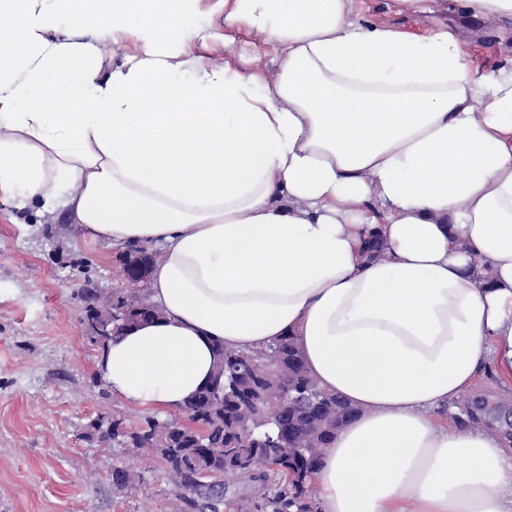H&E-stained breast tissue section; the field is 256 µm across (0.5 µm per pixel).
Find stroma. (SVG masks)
<instances>
[{"label":"stroma","instance_id":"obj_1","mask_svg":"<svg viewBox=\"0 0 512 512\" xmlns=\"http://www.w3.org/2000/svg\"><path fill=\"white\" fill-rule=\"evenodd\" d=\"M365 21L420 35L450 32L470 42L472 65L485 72L503 64L498 44L512 42V21L464 16L456 0H438L425 15L398 14L393 0H360ZM276 51L261 38L235 35L224 57L239 68L275 70ZM0 512H170L172 488L155 461L87 440L89 422L124 415L132 425L146 409L112 395L96 365L101 349L89 338L84 290L126 287L118 248L75 224L68 208H15L0 200ZM449 427L482 426L512 444V383L483 373L459 401ZM142 476L117 490L115 467Z\"/></svg>","mask_w":512,"mask_h":512}]
</instances>
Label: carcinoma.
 Listing matches in <instances>:
<instances>
[{"label":"carcinoma","instance_id":"carcinoma-1","mask_svg":"<svg viewBox=\"0 0 512 512\" xmlns=\"http://www.w3.org/2000/svg\"><path fill=\"white\" fill-rule=\"evenodd\" d=\"M363 253L366 262L384 257L379 231L368 233ZM85 299V322L90 325L105 320L112 336L161 315L147 295L122 289L102 292L87 288ZM216 356L211 384L184 409L187 422L153 416L133 428L115 414L111 426L88 428V437L129 453L156 457L173 487V496L184 504L207 499V507L217 509V504L211 502L214 488L227 481L260 483L262 492L256 500L264 503L267 512H289L288 500L294 497L317 502L310 481L297 486L288 480V461L261 469V464L253 461L256 449L249 447L246 432L252 428L275 435L283 423L293 447L326 448L336 430L358 415V409L319 386L307 371L292 336L259 350H237L219 344ZM287 381L309 389L315 402L291 409L284 406L282 393ZM140 480V474L124 466L112 472L113 484L119 490L133 488Z\"/></svg>","mask_w":512,"mask_h":512}]
</instances>
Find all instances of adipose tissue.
<instances>
[{
	"mask_svg": "<svg viewBox=\"0 0 512 512\" xmlns=\"http://www.w3.org/2000/svg\"><path fill=\"white\" fill-rule=\"evenodd\" d=\"M200 2L0 0V197L163 246L162 315L99 374L180 410L216 345L294 336L359 410L313 475L320 512H512V448L438 423L482 370L512 378V66L474 72L460 38L357 0H219L225 32L276 45L269 77L203 55Z\"/></svg>",
	"mask_w": 512,
	"mask_h": 512,
	"instance_id": "obj_1",
	"label": "adipose tissue"
}]
</instances>
